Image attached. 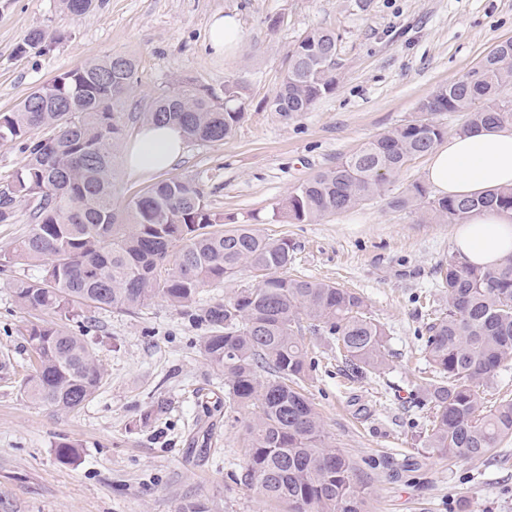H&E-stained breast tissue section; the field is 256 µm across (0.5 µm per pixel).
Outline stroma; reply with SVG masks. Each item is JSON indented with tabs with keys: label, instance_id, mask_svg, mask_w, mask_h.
<instances>
[{
	"label": "stroma",
	"instance_id": "obj_1",
	"mask_svg": "<svg viewBox=\"0 0 512 512\" xmlns=\"http://www.w3.org/2000/svg\"><path fill=\"white\" fill-rule=\"evenodd\" d=\"M237 16L236 54L210 56L208 25ZM340 35L336 88L289 119L268 103L288 54L311 29ZM43 29L46 46L19 52L24 35ZM512 40V0H98L78 18L58 0H0V112L38 85L108 54L133 56L138 84L129 111L194 83L222 93L234 80L247 92L246 115L222 142L191 141L170 173L198 179L226 225L249 224L294 248L291 274L362 294L387 334L388 366L363 376L304 328L315 368L306 393L328 444L350 461L366 512H512V439L488 461L448 458L423 448L414 406L427 368L419 333V296L441 300L436 270L455 252L454 227L403 205L423 183L427 158L411 161L384 195L314 223L272 215L303 180L364 141L414 119L420 100L462 79L496 45ZM41 266L0 270V512H178L187 497L210 512H284L239 482L250 414H209L206 390L223 400L224 377L202 358L204 326L158 301L136 309L76 316L72 327L104 368L95 397L71 413L31 402L22 332L31 316L13 282ZM74 445L61 460L59 443Z\"/></svg>",
	"mask_w": 512,
	"mask_h": 512
}]
</instances>
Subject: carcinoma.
<instances>
[{
    "instance_id": "cac0c4a2",
    "label": "carcinoma",
    "mask_w": 512,
    "mask_h": 512,
    "mask_svg": "<svg viewBox=\"0 0 512 512\" xmlns=\"http://www.w3.org/2000/svg\"><path fill=\"white\" fill-rule=\"evenodd\" d=\"M82 16L95 0H60ZM339 35L317 27L292 49L269 111H309L336 87ZM138 82L133 58H95L53 80L37 109L29 93L0 113V140L19 142L24 162L0 192V224L19 204L31 208L30 231L3 254V265L37 263L38 278L18 279L19 306L47 314L23 334L33 372L23 391L57 412L81 408L99 390L103 367L95 349L72 332L76 313L137 309L161 300L188 309L203 288L233 284L245 271L261 274L201 309V352L224 374V411L252 409L243 437L240 477L264 500L288 512H365L364 491L346 456L329 446L322 420L303 393L308 361L302 327L310 321L356 368L386 366V332L357 292L291 276L293 246L248 224L224 228L193 177L162 179L114 207L115 160L128 125L172 123L186 138L220 142L244 119L246 88L224 82L223 97L187 84L126 111ZM420 118L360 144L336 166L305 180L274 210L313 223L383 194L406 164L427 155L447 134L430 116L470 113L460 132L512 124V40L497 45L463 79L438 87L417 106ZM487 207L512 211V187L481 197L438 198L428 213L465 224ZM444 304L428 313L425 358L433 378L423 386L427 408L423 447L442 456L486 459L512 437V398L485 405L483 388L512 365V257L481 268L457 255L440 267Z\"/></svg>"
}]
</instances>
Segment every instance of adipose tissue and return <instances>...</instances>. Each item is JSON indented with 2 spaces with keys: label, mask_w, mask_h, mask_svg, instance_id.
I'll list each match as a JSON object with an SVG mask.
<instances>
[{
  "label": "adipose tissue",
  "mask_w": 512,
  "mask_h": 512,
  "mask_svg": "<svg viewBox=\"0 0 512 512\" xmlns=\"http://www.w3.org/2000/svg\"><path fill=\"white\" fill-rule=\"evenodd\" d=\"M186 138L175 124L146 125L129 143L125 164L136 177L171 169ZM424 177L438 195L463 198L512 186V125L479 127L436 145ZM459 254L470 264L496 266L512 256V212L484 210L454 229Z\"/></svg>",
  "instance_id": "obj_1"
}]
</instances>
